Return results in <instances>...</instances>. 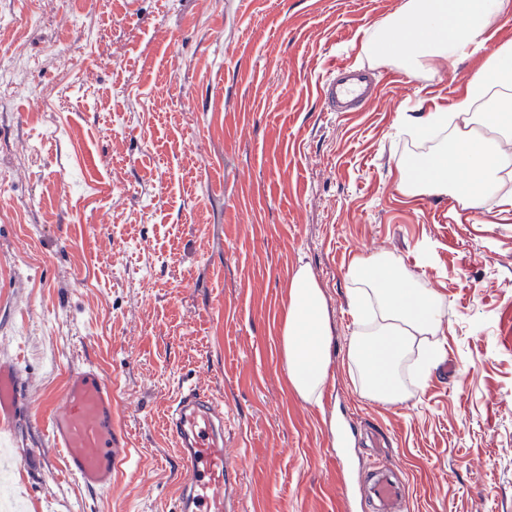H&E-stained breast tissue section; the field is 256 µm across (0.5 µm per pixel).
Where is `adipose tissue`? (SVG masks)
<instances>
[{"instance_id":"ef3b65f1","label":"adipose tissue","mask_w":512,"mask_h":512,"mask_svg":"<svg viewBox=\"0 0 512 512\" xmlns=\"http://www.w3.org/2000/svg\"><path fill=\"white\" fill-rule=\"evenodd\" d=\"M496 21L512 23V0H402L366 31L360 58L388 61L415 76L484 56L451 103L434 102L408 117L412 134L432 148L399 164L403 192L448 195L470 209L492 197L512 214V40L495 42ZM346 276L357 325L347 358L358 387L375 402H401L413 376L441 359L434 338L442 299L385 252L355 257ZM332 339L323 292L299 268L289 283L280 348L288 383L306 403L321 402L334 363Z\"/></svg>"}]
</instances>
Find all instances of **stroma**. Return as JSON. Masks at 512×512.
<instances>
[{"instance_id": "35a3bbf8", "label": "stroma", "mask_w": 512, "mask_h": 512, "mask_svg": "<svg viewBox=\"0 0 512 512\" xmlns=\"http://www.w3.org/2000/svg\"><path fill=\"white\" fill-rule=\"evenodd\" d=\"M401 0H0V359L36 401L98 365L131 448L89 490L23 413L0 430V512H178L165 428L193 386L224 403L234 512H345L324 434L353 475L405 483L410 512H512V216L404 194L425 148L404 125L474 71L357 61ZM377 83L360 112L318 88L336 61ZM385 251L443 298L445 356L403 402L360 394L346 269ZM321 285L335 375L321 405L278 346L298 267Z\"/></svg>"}]
</instances>
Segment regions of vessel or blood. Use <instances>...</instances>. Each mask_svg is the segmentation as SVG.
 Returning <instances> with one entry per match:
<instances>
[{
	"label": "vessel or blood",
	"instance_id": "b4317fda",
	"mask_svg": "<svg viewBox=\"0 0 512 512\" xmlns=\"http://www.w3.org/2000/svg\"><path fill=\"white\" fill-rule=\"evenodd\" d=\"M333 72L321 93L334 111H354L372 96V79L364 71L342 62ZM19 376L13 361H0V424H12L25 409L41 412L52 447L63 453L67 473L86 488H110L130 452L125 436L114 426L112 387L101 370L88 365L70 371L59 400L47 405L22 393ZM167 431L188 473L178 494L179 512H231L223 404L187 388L170 412ZM368 492L376 512H402L403 486L387 472L372 474Z\"/></svg>",
	"mask_w": 512,
	"mask_h": 512
}]
</instances>
